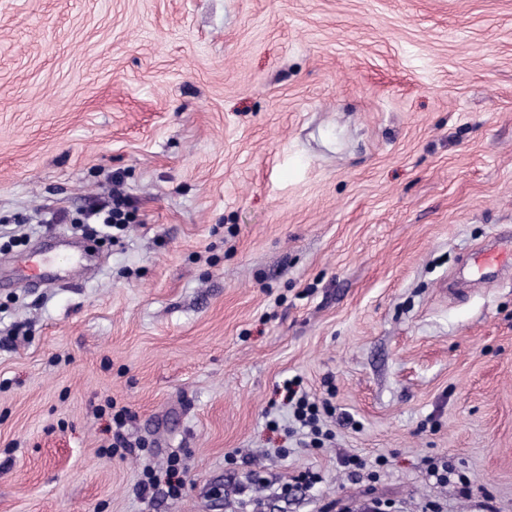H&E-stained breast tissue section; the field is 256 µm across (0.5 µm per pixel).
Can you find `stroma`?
<instances>
[{"instance_id":"obj_1","label":"stroma","mask_w":512,"mask_h":512,"mask_svg":"<svg viewBox=\"0 0 512 512\" xmlns=\"http://www.w3.org/2000/svg\"><path fill=\"white\" fill-rule=\"evenodd\" d=\"M506 232L512 0H0V512H512ZM126 205V197L117 192L112 194L111 201L103 202L91 209L87 219L95 218L97 222L94 224H105L107 228L123 231L130 220V214L124 210ZM288 383V404L293 407V416L300 426L308 431L305 434L306 438H310L309 442H304L305 445L319 446L323 443L324 436L330 434L329 432L323 433L320 426V410L315 401H311L310 397L299 390H295L292 385ZM115 405L112 402L110 408H112V424L115 425V429L112 426V444L109 446V451H117L118 448H135L124 436L122 429L126 424V420L129 417V410L126 407H121L115 410ZM184 472L179 457L177 455L171 456L168 460L165 473V484L169 496L177 498L182 494V490L185 486L183 478Z\"/></svg>"}]
</instances>
